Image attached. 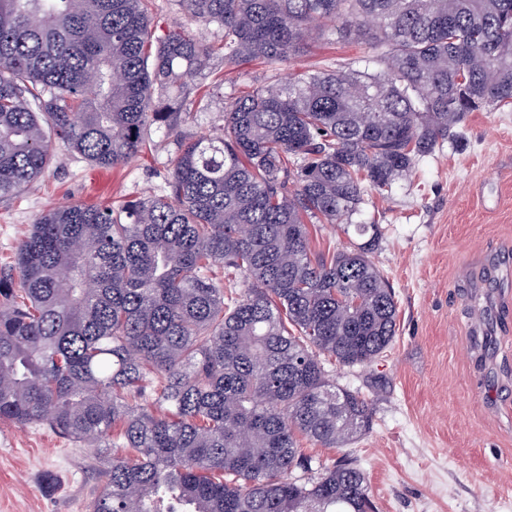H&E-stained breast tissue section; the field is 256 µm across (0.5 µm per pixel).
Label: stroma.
<instances>
[{
    "label": "stroma",
    "mask_w": 512,
    "mask_h": 512,
    "mask_svg": "<svg viewBox=\"0 0 512 512\" xmlns=\"http://www.w3.org/2000/svg\"><path fill=\"white\" fill-rule=\"evenodd\" d=\"M334 28L283 65L219 66L200 86L208 109L190 111L183 135L217 133L225 104L257 87L368 56ZM57 154L42 179L0 200V267L53 206L161 193L176 140L151 130L143 152L110 171ZM360 219L380 229L371 258L394 292L397 332L368 365H327L330 382L370 403L373 421L345 447L307 454L358 467L375 512H512V107L468 113L461 139L391 192L366 189ZM95 458L45 425L0 421V512H88L101 484Z\"/></svg>",
    "instance_id": "stroma-1"
}]
</instances>
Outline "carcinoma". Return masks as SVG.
I'll return each instance as SVG.
<instances>
[{
    "label": "carcinoma",
    "instance_id": "carcinoma-1",
    "mask_svg": "<svg viewBox=\"0 0 512 512\" xmlns=\"http://www.w3.org/2000/svg\"><path fill=\"white\" fill-rule=\"evenodd\" d=\"M0 0V198L40 180L56 144L102 169L151 128L176 137L162 195L40 214L0 269V420L98 449L90 512H372L363 472L304 445L369 431L324 362L368 365L396 336L394 293L356 222L470 112L512 106V0ZM369 45L363 66L303 72L179 127L212 45L283 64L313 31ZM369 239L311 257L306 219ZM149 16L155 36H161L171 29L180 18L174 0H150Z\"/></svg>",
    "mask_w": 512,
    "mask_h": 512
}]
</instances>
